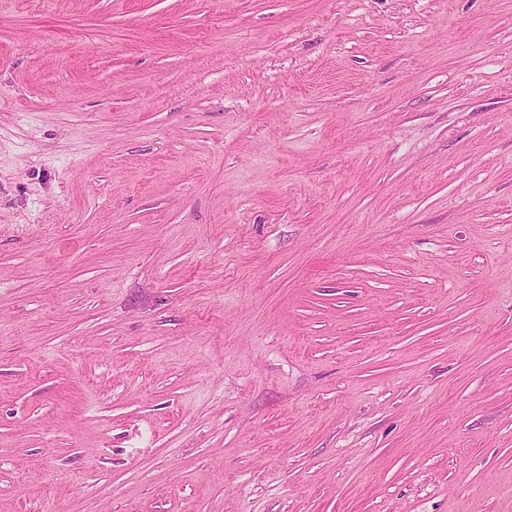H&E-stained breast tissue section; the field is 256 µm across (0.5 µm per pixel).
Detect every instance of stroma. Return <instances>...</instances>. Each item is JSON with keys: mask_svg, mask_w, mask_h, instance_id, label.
<instances>
[{"mask_svg": "<svg viewBox=\"0 0 512 512\" xmlns=\"http://www.w3.org/2000/svg\"><path fill=\"white\" fill-rule=\"evenodd\" d=\"M0 512H512V0H0Z\"/></svg>", "mask_w": 512, "mask_h": 512, "instance_id": "stroma-1", "label": "stroma"}]
</instances>
